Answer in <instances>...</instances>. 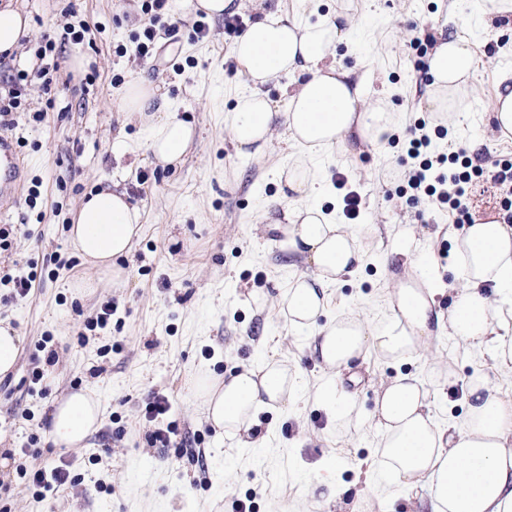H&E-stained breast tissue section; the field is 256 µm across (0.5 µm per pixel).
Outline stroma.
<instances>
[{"label":"stroma","mask_w":512,"mask_h":512,"mask_svg":"<svg viewBox=\"0 0 512 512\" xmlns=\"http://www.w3.org/2000/svg\"><path fill=\"white\" fill-rule=\"evenodd\" d=\"M30 19L20 51L0 53V91L20 70L36 66L33 40L64 26L87 23L81 43L66 42L59 54L61 76L50 90L33 89L11 132L22 141V187L38 189L35 207L26 202L0 211L1 224L27 223L20 246L0 254V273L25 274L30 265L43 276L30 294L11 296L0 286V321L22 338L14 369L0 376V512H236L249 498L254 512H414L428 488L413 490L388 482L376 467L377 430L367 416L382 387L400 375H416L434 389V368L451 367L456 379L437 407L441 421H462L467 382L474 371L492 372L489 355L471 354L445 332L414 356L385 361L370 355L336 377L350 394L364 424L337 423L327 410L302 397L291 406L260 410L254 427L266 436L263 449L245 448L205 421L190 384L204 372L229 378L246 366L282 361L314 385L324 369L281 316L279 296L304 264L283 245L287 188L280 166L300 159L301 150L277 137L263 153L238 154L224 113L247 89L230 56L224 22L207 19L205 38L193 36L197 13L186 0H168L163 20L178 24L175 35L159 32L166 52L178 53L183 71L152 67L135 57L134 36L144 19L139 0H12ZM345 13L354 25L336 51L337 66L361 80L364 104L386 102L403 126L386 147L360 146L323 169L325 182L315 202L345 223L343 191L361 197L357 224L389 228L370 242L362 269L329 288L328 316L351 310L375 320L388 313L396 289L424 278L433 291V310H444L441 288L453 280L457 226L447 208L421 198L411 201L402 186L412 166L404 129L432 115L425 99L429 78L407 47L414 31H444L474 43L477 72L458 101L469 124L453 125L432 146L479 145L483 166L512 157V137L501 138L490 121L499 72L512 69V27L484 21L476 0H314L309 22ZM98 72L96 81L85 76ZM150 82L196 129L193 144L178 161L160 165L144 147L142 123L125 121L121 100L134 77ZM46 109L42 122L32 111ZM130 146L115 157L112 143ZM119 182L144 212L142 231L121 262L123 280L103 279L97 288H70L89 275L68 239L72 214L90 193ZM346 188V189H347ZM266 297L257 305L253 294ZM112 302L105 329L86 327L104 302ZM59 353L33 383L39 345ZM89 390L103 411L98 428L76 448L48 439L49 416L71 393ZM166 396L167 417L148 421L145 405ZM175 420L171 447H152L147 434ZM65 461L73 485L39 499L24 492L18 468L34 462ZM329 478L343 494L327 504L314 492Z\"/></svg>","instance_id":"1"}]
</instances>
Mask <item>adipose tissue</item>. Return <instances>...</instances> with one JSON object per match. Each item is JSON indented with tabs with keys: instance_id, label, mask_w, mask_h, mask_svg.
<instances>
[{
	"instance_id": "ef3b65f1",
	"label": "adipose tissue",
	"mask_w": 512,
	"mask_h": 512,
	"mask_svg": "<svg viewBox=\"0 0 512 512\" xmlns=\"http://www.w3.org/2000/svg\"><path fill=\"white\" fill-rule=\"evenodd\" d=\"M351 16L338 13L315 23L288 15L264 14L235 39L231 56L248 89L235 97L224 122L237 153L268 145L275 131L298 145L303 159L280 170L292 195L285 206V247L301 258L307 272L289 281L280 311L289 327L308 338V346L327 377L313 390L316 402L342 421L354 402L338 390L336 377L368 354L400 361L430 338L429 300L419 289H397L391 310L368 320L349 311L326 319L328 286L355 275L363 266L371 225L354 230L334 223L310 198L320 188L315 161L355 145L381 147L400 126L398 113L385 104L360 111L361 83L351 70L329 64ZM477 70L469 39L440 38L427 58L429 103L463 93ZM302 80L282 101L271 100L265 85L280 75ZM152 87L139 80L127 85L121 107L127 119L148 125L147 151L169 163L183 156L195 127L177 107L154 105ZM142 230V212L126 191L101 190L80 204L69 228L74 249L91 267L120 277L119 261L129 255ZM494 295H486V288ZM448 334L473 352L491 351L499 372L512 371V226L497 221L465 225L455 238L454 281L448 286ZM208 423L247 448L264 447L251 436L253 420L265 408L291 404L302 392L298 373L277 361L247 368L224 383L197 384ZM440 391H429L411 376L395 378L376 400L371 417L380 436V466L405 488L427 483L430 512H512V406L498 379L474 374L468 385V411L461 424L441 427L433 412ZM101 408L90 391L70 394L51 416L54 445L75 447L97 428Z\"/></svg>"
}]
</instances>
